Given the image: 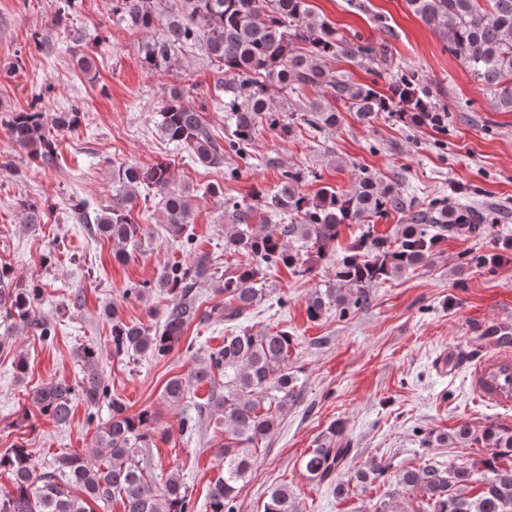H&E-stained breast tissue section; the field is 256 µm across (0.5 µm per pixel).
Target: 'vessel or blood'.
<instances>
[{
    "instance_id": "vessel-or-blood-1",
    "label": "vessel or blood",
    "mask_w": 512,
    "mask_h": 512,
    "mask_svg": "<svg viewBox=\"0 0 512 512\" xmlns=\"http://www.w3.org/2000/svg\"><path fill=\"white\" fill-rule=\"evenodd\" d=\"M469 383L475 400L512 407V325L499 324L497 336L472 364Z\"/></svg>"
}]
</instances>
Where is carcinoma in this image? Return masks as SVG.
Wrapping results in <instances>:
<instances>
[{
	"label": "carcinoma",
	"mask_w": 512,
	"mask_h": 512,
	"mask_svg": "<svg viewBox=\"0 0 512 512\" xmlns=\"http://www.w3.org/2000/svg\"><path fill=\"white\" fill-rule=\"evenodd\" d=\"M406 2L490 92L495 109L512 112V0ZM112 17L127 30L152 34L142 47L145 69L164 70L180 49L197 45L224 74V111L230 128L224 141L213 136L201 111L178 86L170 89L159 111L161 135L203 166L224 163V155L230 152L249 163L248 146L262 129L279 137L290 134L294 118L288 112V95L309 86L325 89L322 99L305 108L304 122L315 130L336 127L338 101L366 120L380 112H395L421 125L427 123L429 113L441 112L413 74L401 75L382 93L344 75L327 73L326 58H360L386 66L393 61L392 52L384 42L375 44L359 34L348 37L338 32L314 12L309 0H174L165 19L157 0H112ZM80 122L81 112L72 108L54 113L47 122L41 112H15L3 125L15 144L29 150L30 162L49 167L57 158V140L46 125L70 129ZM301 180L300 171L288 170L271 191L256 188L248 201L224 200V253L245 256L233 269H224L223 283L217 288L224 294L219 310L224 321L240 319L269 294L267 276L273 271L284 267L301 278L314 274L312 256H327L336 247L343 225L363 223L365 229L336 260L334 287L309 297L306 311L312 321L332 309L343 317L353 308L366 306L371 284L423 263L442 236H479L485 231L483 217L472 209H450L437 202L425 211L412 212L409 223L392 239L377 233L366 220L390 210L404 211L407 204L371 174L362 173L348 192L324 187L313 199L299 191ZM112 185V201L100 212L78 197L71 199L70 207L79 220L112 241L116 260L127 258V246L137 247L155 236L153 226L137 224L131 217L133 204L140 198H157L166 234L188 243L185 230L193 217L195 195L177 186L170 164L141 168L121 163L112 167ZM20 207L26 231L36 234L42 204L24 200ZM282 216L288 217V223H270ZM211 267L206 253L166 267L155 287L172 295V300L158 319L149 309L148 322H126L115 308L106 307L112 320V355L165 357L187 327L209 319L212 312L200 310L197 286L212 279ZM41 294L37 285L12 287L10 273L0 269V315L48 341L54 336L53 326L31 316ZM290 343L286 331L236 329L224 337L223 347L196 358L188 374L174 376L164 386V399L177 405L197 385L212 384L199 416L224 421V444L216 448L222 467L210 482L206 512H237L236 496L251 477L259 443L278 429L284 413L299 398L297 378L288 372ZM81 359L79 384L52 379L33 392L32 403L41 415L65 424L75 398L89 406L109 401L111 415L97 427L96 447L84 455L55 456L42 468L22 445L0 453V471L9 472L12 479V489L0 490V512H96L94 506L105 509L114 499L122 501L124 512H195L191 494L176 476L160 481L143 466L145 449L153 445L154 413L148 409L130 413L124 403L111 397L97 368L95 348H83ZM480 440L488 451L480 469L429 465L420 472L405 470L398 483L407 491L420 490L423 512H512V428L491 423ZM350 452L349 443L336 438L333 425L307 455L304 470L311 480L328 481ZM75 488L82 495L74 494ZM292 509L288 489L276 487L269 492L263 512Z\"/></svg>",
	"instance_id": "obj_1"
}]
</instances>
